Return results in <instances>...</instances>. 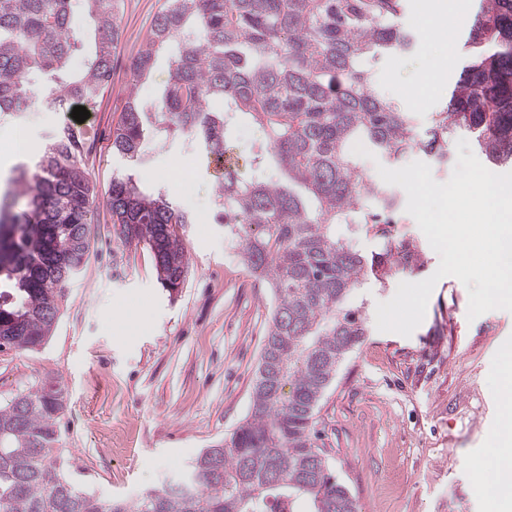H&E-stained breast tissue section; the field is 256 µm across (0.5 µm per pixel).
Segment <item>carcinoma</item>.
Instances as JSON below:
<instances>
[{
    "label": "carcinoma",
    "mask_w": 512,
    "mask_h": 512,
    "mask_svg": "<svg viewBox=\"0 0 512 512\" xmlns=\"http://www.w3.org/2000/svg\"><path fill=\"white\" fill-rule=\"evenodd\" d=\"M91 51L74 52L71 0H0V117L38 105L67 112L108 83L119 34V0H86ZM403 0H167L132 85L112 152L137 161L151 140L181 135L214 158L226 153L231 120L267 133L253 152L275 179L242 182L224 170L215 221L241 243V261L274 298L250 411L230 442L204 451L175 479L132 500L105 503L80 491L57 466L64 388L44 383L0 406V512H359L315 444V410L367 327L351 294L423 264V247L393 237V192L364 180L351 144L360 141L398 165L414 152L447 157L448 136L472 135L489 164L512 167V0H485L466 31L469 49L448 106L427 137L412 113L384 96L368 67L406 52L413 34ZM168 78L151 112L137 88L157 53ZM0 194V350L34 351L53 335L64 288L89 251L95 190L83 146L61 127L18 163ZM378 200L382 212L366 209ZM112 224L143 245L169 293L188 262L178 228L190 215L131 174L113 178ZM383 240L370 254L360 233Z\"/></svg>",
    "instance_id": "obj_1"
}]
</instances>
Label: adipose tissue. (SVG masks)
Listing matches in <instances>:
<instances>
[{
	"label": "adipose tissue",
	"instance_id": "1",
	"mask_svg": "<svg viewBox=\"0 0 512 512\" xmlns=\"http://www.w3.org/2000/svg\"><path fill=\"white\" fill-rule=\"evenodd\" d=\"M503 390L506 396L503 420L492 436L488 453L474 466L475 476L490 492L492 512H512V487L503 478L512 474V351H505Z\"/></svg>",
	"mask_w": 512,
	"mask_h": 512
}]
</instances>
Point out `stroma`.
Returning a JSON list of instances; mask_svg holds the SVG:
<instances>
[{"mask_svg": "<svg viewBox=\"0 0 512 512\" xmlns=\"http://www.w3.org/2000/svg\"><path fill=\"white\" fill-rule=\"evenodd\" d=\"M165 0H120V37L112 77L90 119L96 138L84 161L95 187L90 251L64 291L53 337L34 351L0 352V405L45 381L60 382L63 471L77 489L102 501L135 498L160 487L203 449L230 441L248 413L272 308L270 289L249 277L239 246L214 223L218 183L210 160L180 137L148 143L133 171L203 223L180 228L189 271L179 294L157 280L150 252L123 243L112 224L109 191L125 168L112 152V131L130 91V65L145 45ZM428 0H404L400 21L414 34L407 53L373 62L380 91L410 110L418 135L448 103L461 38L436 39ZM428 77L424 100L416 85ZM67 112L31 108L28 152L37 154ZM266 134L235 121L231 143L246 160L243 181L272 178L251 166ZM186 166L195 189L184 194L173 163ZM397 282L366 283L367 336L339 365L316 415L320 447L360 512H488L487 491L471 472L501 425L503 352L512 348V312L468 320L469 296L455 277L439 279L411 336L379 331L376 306Z\"/></svg>", "mask_w": 512, "mask_h": 512, "instance_id": "obj_1", "label": "stroma"}]
</instances>
